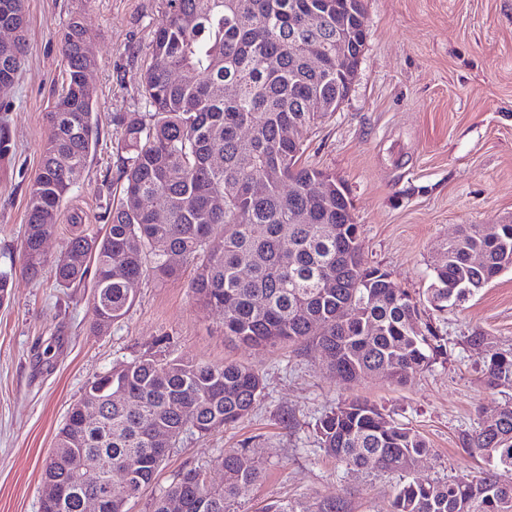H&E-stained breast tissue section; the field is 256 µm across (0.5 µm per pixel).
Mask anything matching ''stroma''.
Listing matches in <instances>:
<instances>
[{
    "label": "stroma",
    "instance_id": "35a3bbf8",
    "mask_svg": "<svg viewBox=\"0 0 512 512\" xmlns=\"http://www.w3.org/2000/svg\"><path fill=\"white\" fill-rule=\"evenodd\" d=\"M166 9L167 0H26L21 72L0 92L10 104L0 122L14 144L0 162V269L12 274L0 303V512H40L44 459L69 406L90 381L160 337L175 356L257 369L264 392L237 423L205 435L186 426L127 512H150L179 473L211 469L224 449L244 445L263 471L237 512H265L281 499L314 510L333 497L344 512H389L401 476L348 471L320 447L316 422L345 399L377 405L428 441L432 453L416 477L446 480L488 468L461 436L512 401V390H484L482 356L466 338L479 331L495 348L512 350V270L442 313L426 297L432 267L460 225L512 221V0H365L357 78L305 142L303 163L348 192L366 266L387 271L446 340L447 356L405 386L378 377L345 383L310 341L274 349L228 343L222 314L193 296L190 265L170 278L146 277L126 316L98 335L90 331L92 281L67 289L50 269L36 278L24 272L28 190L63 74L59 31L79 12L92 34L98 142L45 243L51 262L65 250L72 215L90 225L108 221L123 153L117 118L145 110L139 76Z\"/></svg>",
    "mask_w": 512,
    "mask_h": 512
}]
</instances>
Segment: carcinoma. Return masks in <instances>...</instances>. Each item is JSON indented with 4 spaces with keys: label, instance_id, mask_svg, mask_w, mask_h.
<instances>
[{
    "label": "carcinoma",
    "instance_id": "obj_1",
    "mask_svg": "<svg viewBox=\"0 0 512 512\" xmlns=\"http://www.w3.org/2000/svg\"><path fill=\"white\" fill-rule=\"evenodd\" d=\"M364 0H168L152 43L151 62L140 76L148 114L119 118L123 147L117 201L109 223L72 225L64 254L52 271L64 288L93 273L91 331L100 334L133 305L144 277L175 275L196 265L190 288L199 302L224 313V338L243 345L278 347L310 338L333 352L329 368L349 383L379 376L406 385L446 351L437 328L422 322L412 296L392 286L389 274L367 268L362 241L345 190L310 199L304 189L322 171L301 163L304 142L323 112H303L312 95L334 112L348 97L356 70L336 72V45L351 59L363 54L365 31L351 15ZM322 14L314 31L303 16ZM25 15V0H0V28ZM323 46L322 67L301 56L298 39ZM90 36L79 14L59 35L65 80L46 113L48 134L40 172L31 184L22 242L24 271L35 277L46 264L40 246L57 228L58 212L83 178L98 141L95 93L85 85ZM24 42L0 44V76L11 88ZM232 84L237 93L225 88ZM293 128L290 140L285 133ZM223 157L215 167L210 158ZM156 202L165 219L142 205ZM305 209L311 223L299 224ZM263 232L256 236L253 227ZM479 254L482 264L470 257ZM512 269V224L487 235L478 224L461 225L433 267L427 299L439 312ZM470 345L486 349L487 391L512 388V351L489 347L473 332ZM259 371L241 364H213L170 357L151 349L89 382L67 412L46 460L44 481L63 482L79 472L81 456L99 461L82 495H103L112 472L129 475L126 503L149 485L164 456L183 433V415L205 434L248 417L263 394ZM121 390L125 400L111 395ZM95 402L100 419L84 423L82 407ZM321 448L352 470L399 473L403 481L392 512H512V484L495 469L512 471V403L495 423L480 421L462 436L464 448L494 468L453 480L412 476L428 442L366 400H345L317 422ZM261 476L247 448L220 455L211 470L179 474L156 499L152 512H236V500ZM212 496H207V492ZM40 512H81L78 498L40 505ZM265 512H342L331 499L317 509L279 500Z\"/></svg>",
    "mask_w": 512,
    "mask_h": 512
}]
</instances>
